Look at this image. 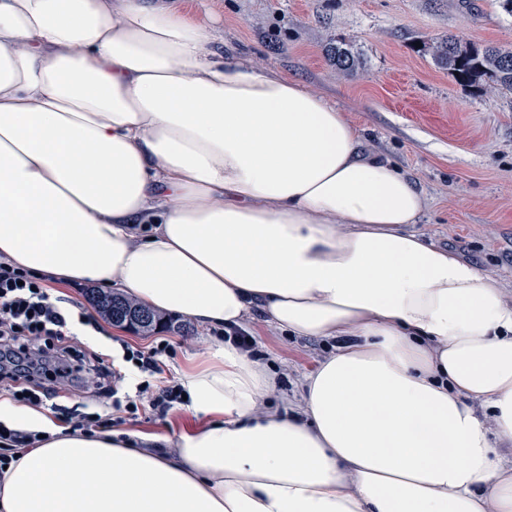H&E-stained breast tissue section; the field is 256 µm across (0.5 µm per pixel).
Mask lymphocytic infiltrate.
<instances>
[{"mask_svg":"<svg viewBox=\"0 0 512 512\" xmlns=\"http://www.w3.org/2000/svg\"><path fill=\"white\" fill-rule=\"evenodd\" d=\"M79 325L102 329L81 302L51 298L43 278L0 258V391L16 402L50 410L74 434L121 429L145 406L163 418L182 403V387L160 378L173 341L162 338L145 350L123 345L124 361L143 376L132 399L120 395L116 383L122 374L112 361L77 341L74 329ZM73 389L92 394L103 412L59 404L61 394Z\"/></svg>","mask_w":512,"mask_h":512,"instance_id":"lymphocytic-infiltrate-1","label":"lymphocytic infiltrate"}]
</instances>
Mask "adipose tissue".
I'll list each match as a JSON object with an SVG mask.
<instances>
[{
	"label": "adipose tissue",
	"mask_w": 512,
	"mask_h": 512,
	"mask_svg": "<svg viewBox=\"0 0 512 512\" xmlns=\"http://www.w3.org/2000/svg\"><path fill=\"white\" fill-rule=\"evenodd\" d=\"M362 139L202 11L0 0V255L334 345L277 409L278 374L214 342L169 454L2 397L47 439L0 474V512H512V301L412 231L425 197Z\"/></svg>",
	"instance_id": "ef3b65f1"
}]
</instances>
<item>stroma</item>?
I'll return each mask as SVG.
<instances>
[{
	"label": "stroma",
	"instance_id": "1",
	"mask_svg": "<svg viewBox=\"0 0 512 512\" xmlns=\"http://www.w3.org/2000/svg\"><path fill=\"white\" fill-rule=\"evenodd\" d=\"M217 40L237 47L257 69L274 68L326 97L363 130L367 152L388 158L425 194L428 212L415 230L500 280L512 299V95L477 93L461 85L425 52L457 35L512 49V16L497 0H204ZM350 42L361 66L336 74L326 47ZM106 337H85L100 354L113 339L145 347L161 336L175 341L165 377H180L214 341L211 328L179 314L154 331L105 322ZM279 371L275 406L299 400L301 381L331 351L319 339L293 337L261 317L245 325ZM183 406L166 418L142 410L132 432L162 438L174 449L196 428Z\"/></svg>",
	"mask_w": 512,
	"mask_h": 512
}]
</instances>
